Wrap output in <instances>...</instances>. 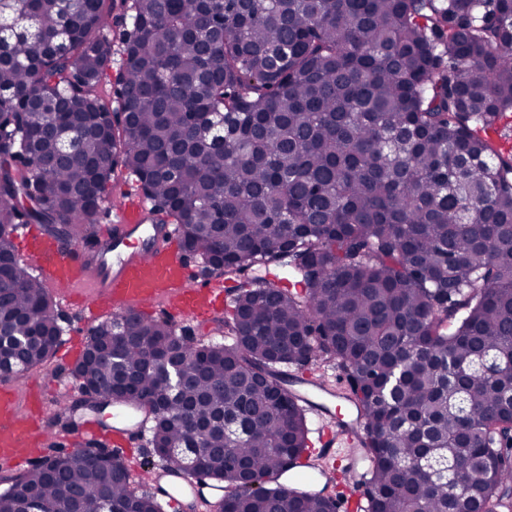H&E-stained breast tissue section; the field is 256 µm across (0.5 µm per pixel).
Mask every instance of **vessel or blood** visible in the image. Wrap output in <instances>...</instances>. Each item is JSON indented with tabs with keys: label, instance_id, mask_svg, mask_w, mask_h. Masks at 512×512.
<instances>
[{
	"label": "vessel or blood",
	"instance_id": "vessel-or-blood-1",
	"mask_svg": "<svg viewBox=\"0 0 512 512\" xmlns=\"http://www.w3.org/2000/svg\"><path fill=\"white\" fill-rule=\"evenodd\" d=\"M176 235L170 225L156 222L144 200H132L114 215L106 234L85 248L60 245L36 224L28 225L19 242L22 260L38 270L53 288L64 289L66 304L78 306L85 321L106 311L164 306L178 318L191 322L208 320L224 308V283L204 279L180 260ZM310 393L301 400L320 421L317 429L322 447L350 445L354 435L343 430L334 412L321 402L319 379L305 380ZM130 427H106L86 422L62 444L93 439L107 445L131 443ZM46 432L36 420L29 400L11 385L0 386V464L26 468L34 450L43 445ZM283 477L286 484L317 487L321 477L311 459L296 460ZM150 488L167 498L173 512H187L204 491L172 465L153 469Z\"/></svg>",
	"mask_w": 512,
	"mask_h": 512
}]
</instances>
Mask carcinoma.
<instances>
[{
  "label": "carcinoma",
  "mask_w": 512,
  "mask_h": 512,
  "mask_svg": "<svg viewBox=\"0 0 512 512\" xmlns=\"http://www.w3.org/2000/svg\"><path fill=\"white\" fill-rule=\"evenodd\" d=\"M509 112L512 0H0V374L61 336L16 225L88 241L120 169L231 282L220 338L137 311L124 343L90 330L114 363L71 371L131 383L159 462L224 484L217 512H336L265 486L311 443L284 378L336 370L364 512H512V152L488 135ZM99 451L0 477V512H163Z\"/></svg>",
  "instance_id": "cac0c4a2"
}]
</instances>
